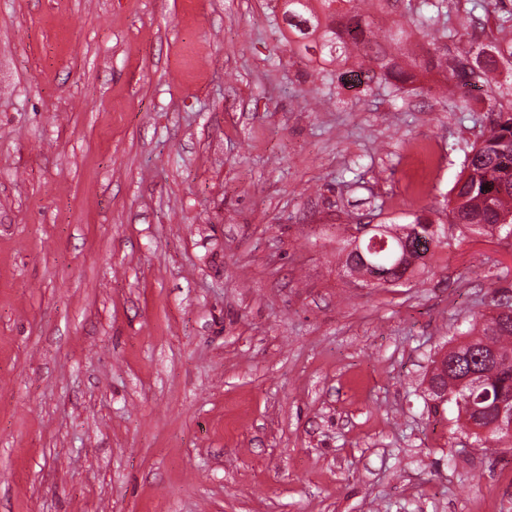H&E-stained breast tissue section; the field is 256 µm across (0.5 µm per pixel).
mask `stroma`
<instances>
[{
    "mask_svg": "<svg viewBox=\"0 0 512 512\" xmlns=\"http://www.w3.org/2000/svg\"><path fill=\"white\" fill-rule=\"evenodd\" d=\"M284 8L0 0V512H512V443L426 391L512 301V240L448 222L485 92L339 80ZM417 214L408 283L346 276L361 218Z\"/></svg>",
    "mask_w": 512,
    "mask_h": 512,
    "instance_id": "stroma-1",
    "label": "stroma"
}]
</instances>
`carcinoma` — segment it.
<instances>
[{
    "label": "carcinoma",
    "mask_w": 512,
    "mask_h": 512,
    "mask_svg": "<svg viewBox=\"0 0 512 512\" xmlns=\"http://www.w3.org/2000/svg\"><path fill=\"white\" fill-rule=\"evenodd\" d=\"M320 12L309 6V0H288L285 21L289 30L301 39L321 42V56L330 62L358 59V83L379 76L399 82L392 92L411 78L410 72L398 62L406 55L404 32L386 37L389 47L379 41L373 22L359 13L357 0H317ZM503 0L490 4L475 0L472 10L460 20V28L441 29V37L452 38L459 46L450 65L446 91L452 93L462 86H493L496 91L485 99L492 112L491 131L466 154L461 175L450 190L449 223L479 235L512 238V40L506 44L486 34L490 44L475 47L463 40L472 27L473 9L486 13L498 8ZM441 3L422 0L421 24L427 28L439 22ZM387 238L395 246L404 244L411 261L403 268L394 267L386 252L365 253L368 262L353 252L347 254L346 266L361 277L380 273L391 284L411 272L416 264L425 263L431 249L443 244L444 229L420 216L399 228L386 226ZM463 342L451 347L435 362L428 385V394L435 405L450 404L457 417L477 430H487L496 441L512 439L509 414L499 417L500 408L512 409V313L497 312L483 322H475L461 332Z\"/></svg>",
    "instance_id": "carcinoma-1"
}]
</instances>
